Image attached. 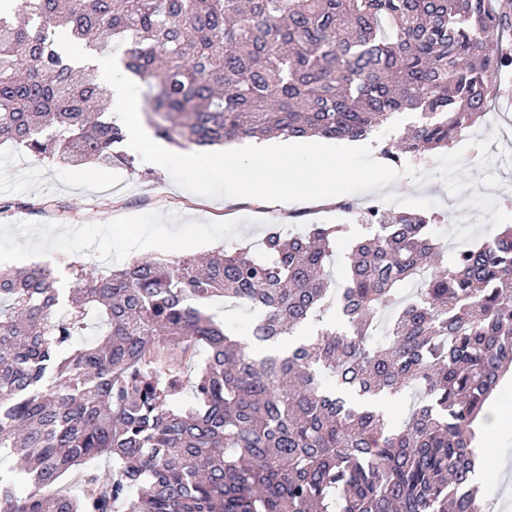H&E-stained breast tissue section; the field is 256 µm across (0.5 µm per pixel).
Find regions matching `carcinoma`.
<instances>
[{
    "label": "carcinoma",
    "instance_id": "obj_1",
    "mask_svg": "<svg viewBox=\"0 0 512 512\" xmlns=\"http://www.w3.org/2000/svg\"><path fill=\"white\" fill-rule=\"evenodd\" d=\"M122 48L154 136L362 140L415 112L401 155L488 108L512 0H21L0 12V145L133 167L111 91L58 43ZM375 229L332 286L346 224L273 228L262 253L133 260L73 281L0 270V512H482L472 425L512 367V225L448 256L423 214ZM221 300L257 314L219 324ZM316 332L279 349L298 329ZM199 356L186 383L182 364ZM190 398L183 397L184 386ZM417 389L399 425L384 402ZM105 457L110 475L60 479Z\"/></svg>",
    "mask_w": 512,
    "mask_h": 512
}]
</instances>
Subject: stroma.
Masks as SVG:
<instances>
[{
  "mask_svg": "<svg viewBox=\"0 0 512 512\" xmlns=\"http://www.w3.org/2000/svg\"><path fill=\"white\" fill-rule=\"evenodd\" d=\"M495 152L506 161L489 171L474 158ZM398 178L382 189L352 195L358 206L392 198L401 211L433 217L432 228L448 249L488 239L494 225L512 224V126L476 125L469 139L448 149L405 157ZM481 203L477 223L455 228L447 217L458 201ZM335 210L310 202L277 206L257 198H206L177 186L166 170L134 159L132 169L48 164L11 146H0V267L38 262L58 274L81 260L97 277L136 258L160 252L193 256L247 243L259 246L270 225L294 231L307 224H336ZM193 234H183L186 222ZM494 462L482 479L487 496H502L512 512V441L493 446Z\"/></svg>",
  "mask_w": 512,
  "mask_h": 512,
  "instance_id": "stroma-1",
  "label": "stroma"
}]
</instances>
